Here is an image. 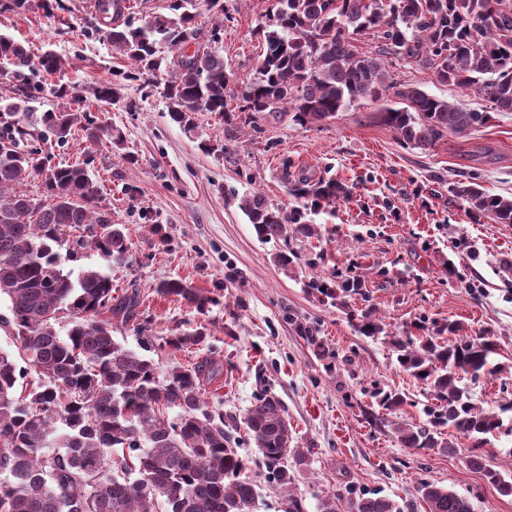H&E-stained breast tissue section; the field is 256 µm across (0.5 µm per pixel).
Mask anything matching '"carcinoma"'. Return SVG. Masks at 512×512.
<instances>
[{
	"instance_id": "carcinoma-1",
	"label": "carcinoma",
	"mask_w": 512,
	"mask_h": 512,
	"mask_svg": "<svg viewBox=\"0 0 512 512\" xmlns=\"http://www.w3.org/2000/svg\"><path fill=\"white\" fill-rule=\"evenodd\" d=\"M165 14L137 24L125 0H94L91 34L102 36L128 67L85 88L94 101L110 105L129 82L160 84L170 118L191 131L196 115L237 112L243 124L255 115L284 114L300 125L326 123L346 106L393 97L380 107L382 120L409 149L426 152L450 134L464 136L488 125L494 115L512 112V4L509 0H277L278 8L258 30L264 51L253 63V78L235 91L224 55L211 43L224 28V0H204L214 19L211 42L201 39L197 0H166ZM378 40L362 51L363 37ZM406 61L433 71L438 82L483 96L485 110H464L445 99L395 79L391 67ZM69 63L52 50L36 55L0 34V77L12 95H0V297L10 316L17 353L0 349V512H255L258 493L249 477L264 470L284 498L287 512H301L293 494L295 473L308 456L293 447L284 403L263 393L240 425L258 450L239 454L238 423L224 419L205 395V381L220 372L208 361L166 370L112 336V323L147 331L143 300L133 289L113 294L112 277L99 268L78 275L64 264L84 250L110 262L129 250L124 225L112 223L99 207L95 157L86 152L71 164H54L75 131L94 143L121 141L108 127L79 109L41 111L34 103L50 94L76 97L73 87L47 76ZM237 106H232L234 99ZM43 177L45 200L20 187ZM296 205L272 207L259 192L242 197L241 209L265 240L310 238L317 229L309 215L349 197L334 178L289 182ZM450 191L466 203L474 223L489 219L512 224V197L493 195L466 177ZM311 288L340 300L362 294L357 276L317 280ZM156 292L177 296L202 310L210 298L180 280ZM68 319L66 336L56 325ZM418 336L394 341L399 365L430 395L426 420L395 423L406 448L454 452V439L475 440L468 464L507 496L509 471L489 467L479 449L502 432L500 414L512 400L486 409L474 403L463 380L492 374L496 345L488 334L459 336L455 321L415 323ZM359 332L387 334L376 311H360ZM450 337H444V334ZM204 333L182 334L154 346L189 349ZM371 397L392 414L403 413L404 394L374 387ZM175 411L168 418L164 412ZM418 491L429 512H472L469 500L432 482ZM320 512H401L391 498L367 492L338 508L336 496Z\"/></svg>"
}]
</instances>
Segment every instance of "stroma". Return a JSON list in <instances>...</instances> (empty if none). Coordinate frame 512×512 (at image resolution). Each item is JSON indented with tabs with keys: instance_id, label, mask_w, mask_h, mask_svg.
I'll return each mask as SVG.
<instances>
[{
	"instance_id": "1",
	"label": "stroma",
	"mask_w": 512,
	"mask_h": 512,
	"mask_svg": "<svg viewBox=\"0 0 512 512\" xmlns=\"http://www.w3.org/2000/svg\"><path fill=\"white\" fill-rule=\"evenodd\" d=\"M274 3L228 0L216 47L236 80L253 75L262 51L255 30ZM65 4L49 18L41 0H31L24 13L0 14V33L34 53L50 48L70 58L62 80L80 91L122 61L105 39L86 34L89 0ZM393 72L462 108L487 105L470 91L438 83L432 71L397 64ZM83 106L119 132L120 143L91 146L78 137L56 159L72 162L93 149L101 206L124 225L131 248L112 262L87 252L73 271L95 266L111 274L117 290L138 289L152 338L205 328L199 346L168 347L153 358L164 369L219 361L223 372L206 392L225 415L243 416L264 392L285 403L295 446L311 451L295 481L302 512H318L323 496L342 503L365 490L382 491L402 512H426L417 491L423 480L467 497L473 512H512V496H501L468 466L471 440L458 437L451 455L403 447L394 415L369 397L376 384L400 390L410 402L407 416L422 417L429 398L399 366L392 339L418 320H454L468 336L491 331L498 344L496 373L469 385L473 401L489 407L512 399V224L472 223L448 191L473 176L489 193L512 197V114L468 136H448L422 154L399 143L372 101L353 103L319 126L261 115L244 125L204 113L190 133L170 119L161 90L147 92L137 82L119 102L100 107L88 99ZM208 140L226 144L227 153L203 151ZM301 173L335 177L351 194L335 213L313 215L318 234L298 245L308 255L324 252V262L285 270L276 262L284 241L258 238L240 200L258 191L274 206H293L286 178ZM158 225L163 235L155 234ZM335 275L366 283L348 308L307 286ZM172 279L208 296L207 308L158 295V284ZM368 306L387 335L368 338L350 323L347 309ZM304 325L313 336L301 334ZM317 341L331 353L333 370L316 355Z\"/></svg>"
}]
</instances>
